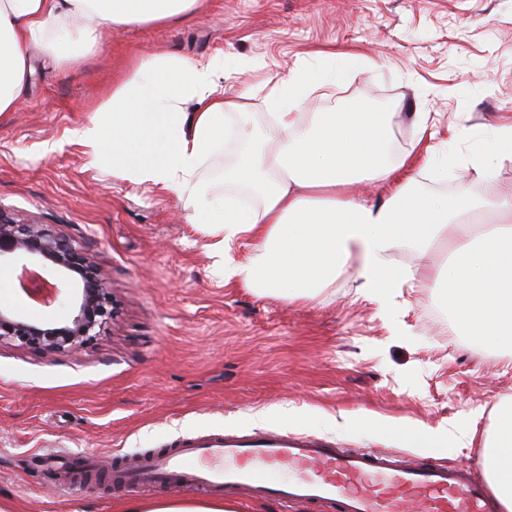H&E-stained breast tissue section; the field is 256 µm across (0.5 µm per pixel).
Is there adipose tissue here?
I'll return each mask as SVG.
<instances>
[{"mask_svg":"<svg viewBox=\"0 0 512 512\" xmlns=\"http://www.w3.org/2000/svg\"><path fill=\"white\" fill-rule=\"evenodd\" d=\"M204 0H0V114L15 111L29 74V48L48 49L57 63L69 42L91 51L100 28L113 25H164L193 14ZM312 63L301 62L270 81L271 109L263 134L247 117L248 99H225L218 90L224 76L214 61L166 54L136 58L95 118L72 129L92 163L109 168L113 179L131 181L174 197L205 215L224 245L248 238L245 259L225 253L224 279L256 293L312 299L355 268L363 295L383 283L415 281L387 256L404 241L429 247L450 243L448 296L460 326L471 335L512 342V201L493 204L494 223L473 228L463 211H483L480 203L442 194L418 195L398 173L432 163L425 141L435 133L420 116L407 153L386 160L384 140L360 108L318 112L302 107ZM195 111H186L188 102ZM240 123L228 129L226 118ZM261 138L226 179L249 187L256 198L238 204L202 175L220 137ZM358 182L385 184V202L370 204L353 195ZM491 450L490 475L506 512H512V403L503 402L485 438Z\"/></svg>","mask_w":512,"mask_h":512,"instance_id":"1","label":"adipose tissue"}]
</instances>
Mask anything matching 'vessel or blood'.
I'll list each match as a JSON object with an SVG mask.
<instances>
[{
  "instance_id": "1",
  "label": "vessel or blood",
  "mask_w": 512,
  "mask_h": 512,
  "mask_svg": "<svg viewBox=\"0 0 512 512\" xmlns=\"http://www.w3.org/2000/svg\"><path fill=\"white\" fill-rule=\"evenodd\" d=\"M115 486L224 489L316 502L340 512H497L471 471L380 450L335 448L314 436L278 432L194 435L179 448L113 471Z\"/></svg>"
}]
</instances>
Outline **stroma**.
I'll use <instances>...</instances> for the list:
<instances>
[{
    "mask_svg": "<svg viewBox=\"0 0 512 512\" xmlns=\"http://www.w3.org/2000/svg\"><path fill=\"white\" fill-rule=\"evenodd\" d=\"M163 50L224 67L228 97L252 92L304 60L306 111L364 106L382 114L388 161L408 149L418 113L437 154L498 149L512 122V0H206L167 25L113 26L69 66L43 49L17 111L0 115V211L49 224L86 245L106 271L114 314L76 352L0 345V500L14 512H119L168 488L76 481L62 465L94 455L108 470L195 433H306L337 448L397 450V429L473 431L471 443L405 451L470 465L485 478V438L512 398V344L486 345L459 327L443 245L407 244L391 260L431 287L388 283L364 297L354 271L313 301L225 283L218 236L174 198L113 179L69 136L112 94L126 63ZM420 194L512 196V162L491 177L449 165L415 176ZM62 320L67 301H30L0 268V308Z\"/></svg>",
    "mask_w": 512,
    "mask_h": 512,
    "instance_id": "35a3bbf8",
    "label": "stroma"
}]
</instances>
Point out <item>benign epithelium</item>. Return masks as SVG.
<instances>
[{
  "label": "benign epithelium",
  "mask_w": 512,
  "mask_h": 512,
  "mask_svg": "<svg viewBox=\"0 0 512 512\" xmlns=\"http://www.w3.org/2000/svg\"><path fill=\"white\" fill-rule=\"evenodd\" d=\"M2 263L20 268V287L30 299L51 306L66 295L72 308L63 322H35L0 310V344L16 342L41 352L77 350L95 340L113 316L103 267L46 224L0 211Z\"/></svg>",
  "instance_id": "benign-epithelium-1"
}]
</instances>
